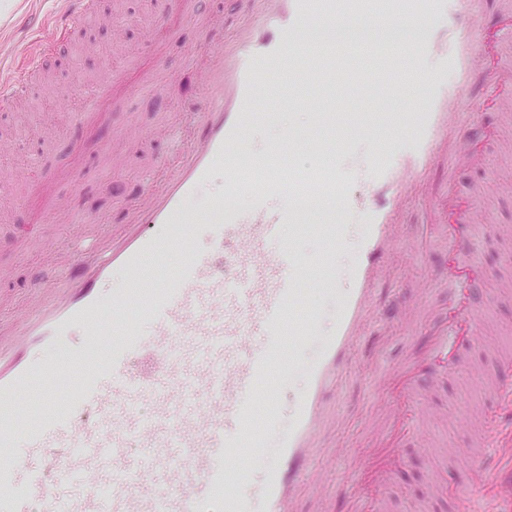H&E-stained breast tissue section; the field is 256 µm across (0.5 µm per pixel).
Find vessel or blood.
I'll return each instance as SVG.
<instances>
[{
  "mask_svg": "<svg viewBox=\"0 0 512 512\" xmlns=\"http://www.w3.org/2000/svg\"><path fill=\"white\" fill-rule=\"evenodd\" d=\"M249 2L244 19L209 20L210 30L228 25L235 33L206 53L207 106L163 177L131 192L120 231L84 226L81 251L56 256L67 269L61 282L35 284L21 303L0 296V512H25L35 497L44 512H286L337 381L366 339L375 281L393 264L397 212L425 184L442 144L471 154L483 130L477 120L448 124L453 113L479 111L465 96L481 52L470 34L473 0H365L355 15L348 10L355 0ZM97 3L62 0L29 32L31 52L0 82L1 106L26 91L46 52ZM354 17L369 31L367 40L331 44L309 30L314 21ZM395 23L418 26L419 43L409 48L381 38ZM284 64L302 70L312 92L300 104L331 134L288 136L259 154L250 136L278 115L255 105L269 97L268 73ZM415 87L420 94L406 111H388L393 97L408 98ZM343 108L375 141L357 191L342 183L335 164L353 142L339 132ZM302 149L324 165L306 173L281 165L282 156ZM220 167L224 194L209 205L221 215L207 226L210 248L202 255L183 249L180 265L171 266L170 245L198 234L189 203ZM244 190L252 197L245 213L235 206ZM305 194L336 199L334 217L314 227L328 246L344 243L353 225L362 227L345 290L327 258L303 260L282 239L284 225L303 232ZM274 195L287 196V205L271 207ZM475 221L465 212L443 225L449 252L468 247ZM119 272L124 288L104 297L103 286ZM311 275L340 294L325 336L321 309L300 305L299 284ZM145 321L153 325L147 339L140 334ZM488 329L478 310L461 305L434 346L477 343ZM315 338L319 349L302 389L286 394L298 354ZM432 367L418 356L382 371L381 401L362 443V477L343 512H386L400 456L383 449L378 427L404 428L413 372ZM483 376L492 404L472 409L468 424L494 439L498 452H468L471 494L460 497V512L475 501L482 512H499L512 501V350H497ZM271 439L275 459L251 480L246 449ZM33 448L42 451L35 469L27 462Z\"/></svg>",
  "mask_w": 512,
  "mask_h": 512,
  "instance_id": "b4317fda",
  "label": "vessel or blood"
}]
</instances>
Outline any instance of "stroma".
<instances>
[{
  "instance_id": "stroma-1",
  "label": "stroma",
  "mask_w": 512,
  "mask_h": 512,
  "mask_svg": "<svg viewBox=\"0 0 512 512\" xmlns=\"http://www.w3.org/2000/svg\"><path fill=\"white\" fill-rule=\"evenodd\" d=\"M54 6L55 0H0V55L22 58L29 18ZM203 8L196 13L188 0H104L103 10L73 35L65 54L34 76L27 101L0 111V293L21 300L32 284L61 279L63 270L47 256L44 242L71 249L77 226L122 223L127 204L121 186L161 177L163 163L178 155L193 113L207 104L205 51L213 41L201 17L241 13L246 6L241 0H204ZM479 9L483 19L472 32L483 51L468 94L489 118L477 142L484 164L459 167L452 158H441L425 190L401 210L393 270L376 284L368 321L369 331L384 332V341L362 350L356 367L340 377V401L331 409L334 423L318 439L320 450L292 501L293 512H324L346 501L357 474L356 457L332 462L323 448L334 441L359 444L379 402V372L392 359L429 347L426 336L411 325H388L381 305L393 299L414 301L423 319L447 324L449 271L462 276L477 268L483 279L472 303L499 331L471 347L468 368L449 374L439 388H430L428 374L418 376L416 402L447 415L448 421L427 424L438 451L421 448L410 436L397 439L402 464L388 494V512H457V499L448 493V472L462 470L458 455L475 440L464 417L469 407L490 401L474 365L489 346L512 347V238L500 232L512 226V156L504 151L512 143V122L496 119L512 104V0H481ZM162 10L174 20L160 36L155 24ZM490 68L500 72L495 90L484 82ZM109 81L122 86L123 93L112 103L103 128L82 124L94 106L96 87ZM299 87L296 81L272 82L270 97L257 109L276 108L280 120L255 129L253 151L265 152L291 134L307 140L326 136L311 112L289 103V94ZM74 166L80 176L72 181L66 173ZM49 184L69 209V223H58L43 211L37 191ZM443 196L449 208L477 214L465 257L450 254L445 237L426 224L432 200ZM283 236L305 259L328 256L341 278L355 259L351 241L331 251L311 231L297 237L287 225Z\"/></svg>"
}]
</instances>
